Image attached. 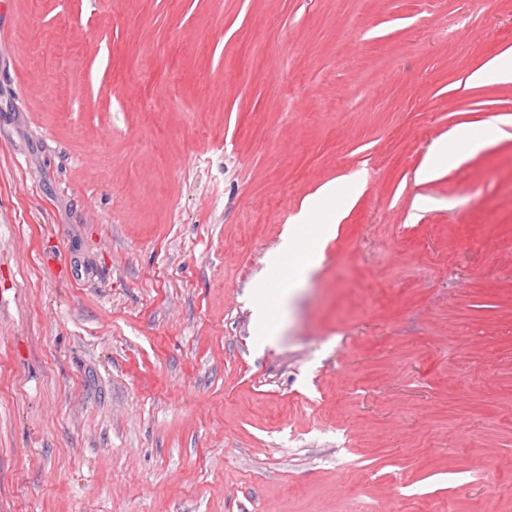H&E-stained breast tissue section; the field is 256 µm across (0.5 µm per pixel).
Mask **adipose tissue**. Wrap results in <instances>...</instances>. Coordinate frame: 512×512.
<instances>
[{
	"label": "adipose tissue",
	"instance_id": "ef3b65f1",
	"mask_svg": "<svg viewBox=\"0 0 512 512\" xmlns=\"http://www.w3.org/2000/svg\"><path fill=\"white\" fill-rule=\"evenodd\" d=\"M502 129L497 125H488L482 135H474L467 127L456 128L448 138L434 142L431 149L432 156L440 160H451L455 157L458 146L464 145L470 149L478 150L493 139L501 137ZM359 192L358 185L347 182H330L320 188L316 197L304 204L297 216L298 223L308 228L306 238L299 239L292 235H285L282 254L275 257V264H282L285 256L299 252L306 253L305 262L290 267L286 273L285 281L281 288L271 292L265 289L259 290L255 299L254 316L258 333L263 339H274L279 331V322L273 315L276 308L282 307L290 290L304 281L311 266L319 256L320 242L331 235L336 224L342 217L336 202L340 199H355Z\"/></svg>",
	"mask_w": 512,
	"mask_h": 512
}]
</instances>
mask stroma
<instances>
[{
	"mask_svg": "<svg viewBox=\"0 0 512 512\" xmlns=\"http://www.w3.org/2000/svg\"><path fill=\"white\" fill-rule=\"evenodd\" d=\"M510 49L512 0H0V512H512ZM512 80V52L496 57L491 63L471 75L466 84L490 83ZM504 134V131L495 124L486 127L481 136L474 135L473 131L468 127L456 128L447 139H439L434 142L431 149V155L435 159L453 161L455 151L458 146L465 145L472 150H479L488 142L497 139ZM360 189L359 185L349 184L346 181L340 183L330 182L320 188L316 197L302 206L297 216V223L308 227L307 237L298 239L286 232L282 247V253L275 257L273 264L282 266L284 258L303 251L307 255L304 263L295 264L287 269L286 278L281 288L270 292L260 288L255 299L254 316L258 329V336L264 340H272L279 331V321L273 315L275 307L281 309L288 298L290 290L305 280L310 268L316 263L319 256L320 242L331 235L335 230V224L339 223L342 213L336 207V200H354ZM331 216L329 224H325L326 217Z\"/></svg>",
	"mask_w": 512,
	"mask_h": 512,
	"instance_id": "35a3bbf8",
	"label": "stroma"
}]
</instances>
